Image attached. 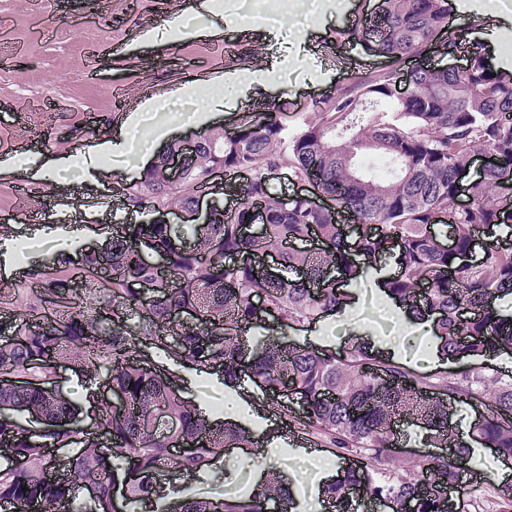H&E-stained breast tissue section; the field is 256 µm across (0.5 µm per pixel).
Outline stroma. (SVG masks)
Segmentation results:
<instances>
[{"label":"stroma","instance_id":"stroma-1","mask_svg":"<svg viewBox=\"0 0 512 512\" xmlns=\"http://www.w3.org/2000/svg\"><path fill=\"white\" fill-rule=\"evenodd\" d=\"M378 0H231L218 24V39L183 36L162 51L131 50V43L165 20L190 17L194 0H0V159L24 164L33 157L52 160L83 156L87 147L108 140L148 100L165 99L181 112L195 104L208 81L224 77V103L208 123L184 125L142 115L124 152L92 158V177L81 181L68 171L53 172L48 185L17 197L15 177L0 176V250L31 240V265L55 264L60 276L83 270L80 251L101 237L72 239L63 233L74 212L87 222L124 227L151 220V213L128 210L122 197L101 207L97 199L129 182L126 169L140 144L155 153L195 137L206 125L236 130L243 113L260 102L281 101L287 121L297 125L312 98L335 94L351 77L380 67L366 45L337 43L343 26L364 22ZM457 22L494 31L498 62L512 63V0H457ZM49 214L44 235L29 237V224L15 214ZM360 308L349 325L381 340L402 325L382 311L375 288L362 282ZM258 480L247 462L213 465L197 481L208 496L223 498Z\"/></svg>","mask_w":512,"mask_h":512}]
</instances>
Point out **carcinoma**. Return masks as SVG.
Masks as SVG:
<instances>
[{"label":"carcinoma","mask_w":512,"mask_h":512,"mask_svg":"<svg viewBox=\"0 0 512 512\" xmlns=\"http://www.w3.org/2000/svg\"><path fill=\"white\" fill-rule=\"evenodd\" d=\"M453 0H379L361 25L338 31L340 39L370 45L386 59L380 70L355 77L336 95L312 101L293 129L281 109L262 103L242 116L239 130L203 133L197 157L171 177L165 155L143 170L139 181L116 189L127 208L148 201L155 213L188 209L206 187L209 171L224 168V194L237 198L232 213L217 209L208 224L152 221L129 225L111 241L82 255L85 273L56 280L48 267H31L38 296L87 301L68 318L40 326L31 316L8 322L0 339V501L14 512H55L78 499L87 481L97 494L85 512H113L112 481H127L126 505L154 512H263L269 502L288 501V483L269 470L259 485L214 500L194 490L226 448H245L250 430L224 410L209 413L183 396L167 365L215 374L236 387L244 377L277 401L283 414L326 437L330 446L354 455L325 498L346 506L349 491L404 504L415 512H456L448 490L472 463L461 445L460 424L450 406L478 401L487 416L470 436L512 458V373L483 362L487 352L512 356V316L494 302L512 300V244L497 234L512 211L499 197L512 187V69L486 60V44L464 40L449 25ZM433 53L462 54L460 68H432ZM409 58L408 91L401 94L397 70ZM497 163L473 181L468 206L457 205L459 175L479 153ZM378 156L393 167L379 180L364 169ZM249 170L251 177L238 179ZM286 169L308 183L311 197L285 200L266 179ZM331 201L320 207L319 196ZM266 220L248 237L250 212ZM358 223L355 238L341 214ZM448 217L452 245L439 242L434 227ZM484 228L480 262L465 257ZM315 238L321 246L293 247ZM164 260L167 273L147 261ZM276 255L277 269L263 260ZM396 273L383 294L412 314L436 313L442 354L454 363L438 382L419 376L393 357L358 340L338 356L331 349L299 344L287 332L321 322L346 298L336 284L354 288L384 257ZM340 282L328 278L330 270ZM141 310L135 323L126 311ZM280 330V335L271 332ZM57 361L81 371L104 368L110 377L84 379L86 398L99 404V420L82 427L81 411L46 386ZM119 393L123 410L108 397ZM163 405L173 431L153 424ZM407 415L425 432L426 447L448 455L395 463V423ZM78 441L68 468L50 474L52 452ZM171 448L184 452L173 455Z\"/></svg>","instance_id":"obj_1"}]
</instances>
